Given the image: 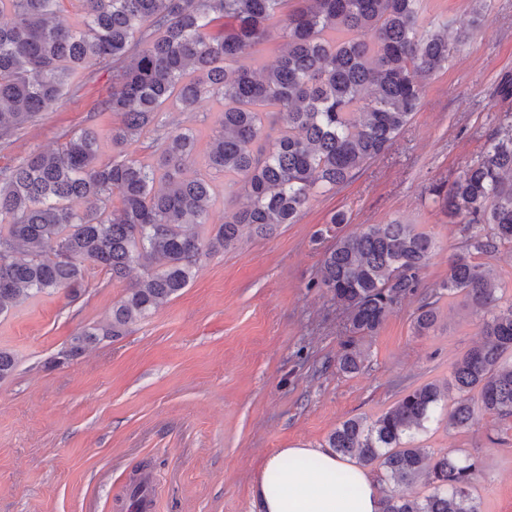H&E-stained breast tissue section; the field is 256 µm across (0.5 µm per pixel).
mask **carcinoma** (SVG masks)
<instances>
[{
  "label": "carcinoma",
  "mask_w": 512,
  "mask_h": 512,
  "mask_svg": "<svg viewBox=\"0 0 512 512\" xmlns=\"http://www.w3.org/2000/svg\"><path fill=\"white\" fill-rule=\"evenodd\" d=\"M75 21L59 20L66 4ZM419 0H0V138L54 107L88 68L112 70L100 111L112 127V159L101 158L94 127L55 149L33 150L0 169V317L21 297L84 290L86 271L114 281L138 265L146 277L125 289L107 321L82 329L54 359L76 358L102 337L127 335L186 288L204 256L233 251L297 222L311 195L348 184L383 156L422 106V81L445 67L462 35L448 25L419 32ZM260 45L277 52L270 67L241 58ZM217 97L205 168L224 175L246 202L224 200V222L210 223L212 179L188 177L196 136L174 127L144 162L136 144L172 98L191 109ZM448 217L468 231L486 224L448 259L442 287L477 311L482 341L454 365L452 428L477 411L512 417V304L499 305L490 272L473 252L512 244V120L489 137L480 158L448 186L433 188ZM428 234L392 220L336 234L320 284L345 314L349 333L339 369H360L358 339L374 335L393 307L413 294L434 251ZM430 303L415 316L433 327ZM441 401L422 384L374 419L353 417L328 436L336 454L375 469L388 486L382 512H478L479 462L414 445ZM421 484L423 495L399 486Z\"/></svg>",
  "instance_id": "carcinoma-1"
}]
</instances>
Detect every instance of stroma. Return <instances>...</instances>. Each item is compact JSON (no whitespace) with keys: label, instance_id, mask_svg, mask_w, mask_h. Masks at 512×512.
<instances>
[{"label":"stroma","instance_id":"35a3bbf8","mask_svg":"<svg viewBox=\"0 0 512 512\" xmlns=\"http://www.w3.org/2000/svg\"><path fill=\"white\" fill-rule=\"evenodd\" d=\"M444 22L465 39L425 81L420 112L351 182L312 196L297 223L202 258L189 286L126 336L60 367L50 359L109 317L124 284L91 268L78 298H29L0 317V348L16 358L0 381V512H126L142 470L156 478L157 512H257L253 486L269 456L326 447L346 419L377 417L421 384H447L481 316L442 286L463 235L431 188L474 163L512 116V0H422L421 30ZM111 91L108 70H86L58 107L0 139V168L81 129L110 128L115 115L99 109ZM219 109L213 98L191 111L170 101L161 118L192 129L202 156ZM338 211L350 219L346 233L398 219L435 242L418 290L364 340L354 373L336 365L342 311L317 285ZM475 260L511 303L512 244ZM426 302L437 320L420 334L414 317ZM447 411L439 402L416 445L477 459L480 512H512V418L480 413L452 429Z\"/></svg>","mask_w":512,"mask_h":512}]
</instances>
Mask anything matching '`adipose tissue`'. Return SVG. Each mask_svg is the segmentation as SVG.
<instances>
[{
    "label": "adipose tissue",
    "instance_id": "adipose-tissue-1",
    "mask_svg": "<svg viewBox=\"0 0 512 512\" xmlns=\"http://www.w3.org/2000/svg\"><path fill=\"white\" fill-rule=\"evenodd\" d=\"M297 468L282 471L284 458ZM354 479L357 490H337L338 474ZM259 512H381L382 485L358 464L343 461L329 449L284 448L263 464L254 485Z\"/></svg>",
    "mask_w": 512,
    "mask_h": 512
}]
</instances>
